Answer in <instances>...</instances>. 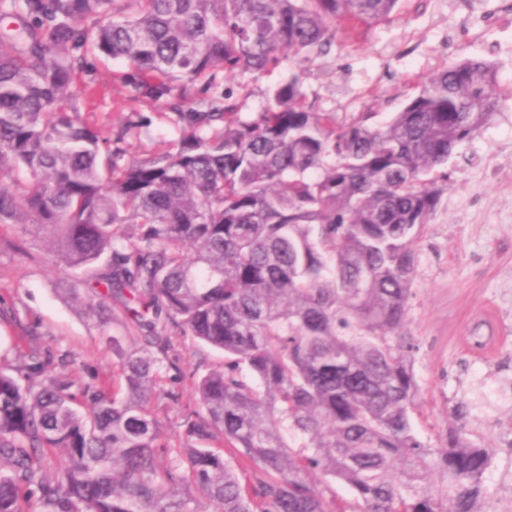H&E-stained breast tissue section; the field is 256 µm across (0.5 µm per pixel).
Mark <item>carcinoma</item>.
<instances>
[{
    "label": "carcinoma",
    "mask_w": 512,
    "mask_h": 512,
    "mask_svg": "<svg viewBox=\"0 0 512 512\" xmlns=\"http://www.w3.org/2000/svg\"><path fill=\"white\" fill-rule=\"evenodd\" d=\"M398 4L0 0V224L84 270L59 291L123 382L70 392L33 336L0 367V512H197L194 491L215 512H488L494 448L412 427L403 326L443 167L501 107L494 65L453 63L383 122L313 111L299 76L245 117L218 81L285 56L303 74ZM87 53L126 61L128 98L166 100L179 138L130 160L88 123ZM171 328L225 355L177 447L156 415Z\"/></svg>",
    "instance_id": "carcinoma-1"
}]
</instances>
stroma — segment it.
<instances>
[{
  "mask_svg": "<svg viewBox=\"0 0 512 512\" xmlns=\"http://www.w3.org/2000/svg\"><path fill=\"white\" fill-rule=\"evenodd\" d=\"M466 57L490 61L503 95L500 110L449 160L438 207L416 244L415 295L407 331L419 352L415 373L421 404L411 416L421 437L438 439L465 426L479 445L496 449L486 475V500L512 502V0H400L392 21L360 26L336 38L326 56L302 75L308 104L319 112H374L387 120L427 76ZM127 65L88 56L75 84L87 96L82 111L105 134L123 135L127 158L144 159L176 139L164 102L128 101L120 79ZM298 75L282 62L261 77L243 73L229 86L243 112L259 111L267 91ZM58 268L40 238L21 225L0 226V363L14 361L37 336L60 374L80 385L112 380V357L99 331L56 290ZM168 356L181 377L164 387L177 403L157 401L172 443L182 416L194 410V379L223 365L221 351L171 333ZM487 339L484 348L473 339Z\"/></svg>",
  "mask_w": 512,
  "mask_h": 512,
  "instance_id": "stroma-1",
  "label": "stroma"
}]
</instances>
